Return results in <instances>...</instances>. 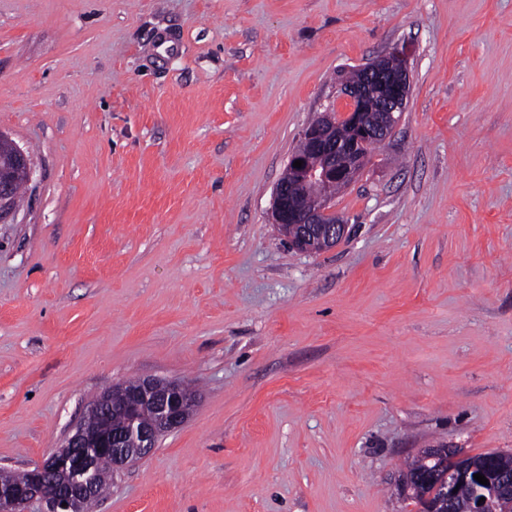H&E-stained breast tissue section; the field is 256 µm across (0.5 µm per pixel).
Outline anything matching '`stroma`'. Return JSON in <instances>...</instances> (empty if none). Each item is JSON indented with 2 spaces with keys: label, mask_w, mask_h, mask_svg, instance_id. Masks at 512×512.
Wrapping results in <instances>:
<instances>
[{
  "label": "stroma",
  "mask_w": 512,
  "mask_h": 512,
  "mask_svg": "<svg viewBox=\"0 0 512 512\" xmlns=\"http://www.w3.org/2000/svg\"><path fill=\"white\" fill-rule=\"evenodd\" d=\"M407 109L293 249L274 189L336 76ZM0 467L104 390L200 396L94 512H409L426 448L512 454V0H0ZM0 151L2 161L0 168V223L2 224L14 216L16 196L23 184L31 180L32 168L28 156L13 141L1 133ZM19 177L22 178L24 183L22 181L17 182Z\"/></svg>",
  "instance_id": "1"
}]
</instances>
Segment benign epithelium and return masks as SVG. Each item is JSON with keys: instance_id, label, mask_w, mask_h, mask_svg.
<instances>
[{"instance_id": "obj_1", "label": "benign epithelium", "mask_w": 512, "mask_h": 512, "mask_svg": "<svg viewBox=\"0 0 512 512\" xmlns=\"http://www.w3.org/2000/svg\"><path fill=\"white\" fill-rule=\"evenodd\" d=\"M360 78L341 87L343 107H329L303 129L301 139L308 152L294 154L274 190L272 217L290 246L303 252L335 247L346 235L348 224L325 197H308L316 182L352 184L398 125L410 94L408 54L395 48L359 68ZM303 161L296 168L293 163ZM28 156L0 133V223L16 211L15 184L31 180ZM199 398L175 380L143 377L134 390L114 385L90 405L84 419L56 452L28 470L26 483L0 479V512H29L35 502L42 512H84L96 495L94 475L103 454L112 457V470L139 463L160 436L181 427ZM422 455L441 460L439 468L424 477L403 473L401 490L414 497L418 512H446L460 482L472 484L475 497L463 512H488L491 502L512 495V472L497 467L501 454L488 452L473 462L451 448H427ZM480 473L489 480L474 479ZM485 501H480V498Z\"/></svg>"}]
</instances>
